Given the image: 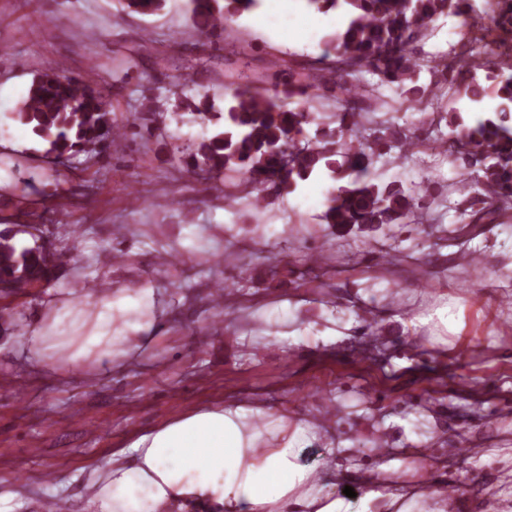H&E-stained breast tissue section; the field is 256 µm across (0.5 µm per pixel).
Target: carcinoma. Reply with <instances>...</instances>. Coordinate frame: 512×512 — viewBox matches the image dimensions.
I'll return each instance as SVG.
<instances>
[{
    "label": "carcinoma",
    "instance_id": "obj_1",
    "mask_svg": "<svg viewBox=\"0 0 512 512\" xmlns=\"http://www.w3.org/2000/svg\"><path fill=\"white\" fill-rule=\"evenodd\" d=\"M166 0H126L139 14L161 10ZM326 12L343 7L350 15L347 27L329 38L320 63L337 78L336 111L327 123H318L315 138L304 128L316 121L306 105L318 97V87L290 84L283 90L236 86L224 102V111H213L207 97L190 101L204 121H223L222 130L198 142L189 154L187 170L197 176L224 175L227 198L240 187L259 192L257 208L267 204V191L296 187L318 171H329L345 184L328 192L323 223L336 230H384L410 224L423 209L428 188L405 190L395 181L380 183L370 176L382 151L410 153L420 145L417 130L388 120L372 128L363 112L346 108L345 96L355 89L353 76L370 70L380 83L394 85L407 107L423 111L450 89L480 104L496 101L491 117L464 120L455 114L448 121L452 137L437 139L463 162L476 168L475 180L493 195L494 212L512 210V0H497L490 23L477 13L471 0H308ZM256 0H188L194 27L211 33L216 22L224 25L250 12ZM464 18L460 43L479 41L477 34L498 32L497 52L467 54L466 62L445 63L448 56L425 57L417 50L431 22L441 15ZM427 68L434 81L418 84L417 74ZM296 99L299 106L283 109L281 96ZM15 118L31 128L47 145L46 155L71 160L88 147L106 139L108 147L120 146L122 126L110 116L105 88L72 76L62 69L43 72L32 82L28 97ZM60 262L36 246L14 241V234L0 232V273L10 278L14 294L29 292L49 279Z\"/></svg>",
    "mask_w": 512,
    "mask_h": 512
}]
</instances>
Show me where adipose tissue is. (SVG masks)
Listing matches in <instances>:
<instances>
[{
  "label": "adipose tissue",
  "mask_w": 512,
  "mask_h": 512,
  "mask_svg": "<svg viewBox=\"0 0 512 512\" xmlns=\"http://www.w3.org/2000/svg\"><path fill=\"white\" fill-rule=\"evenodd\" d=\"M152 288H126L96 302L69 299L29 329L26 350L36 365L76 367L95 358L117 365L140 352L153 326ZM81 339H74V332ZM313 428L273 409L239 402L183 414L113 454L96 496L98 512H139L148 491L157 512H445L437 486L417 494L366 492L359 503L323 495L316 467L303 456Z\"/></svg>",
  "instance_id": "ef3b65f1"
}]
</instances>
